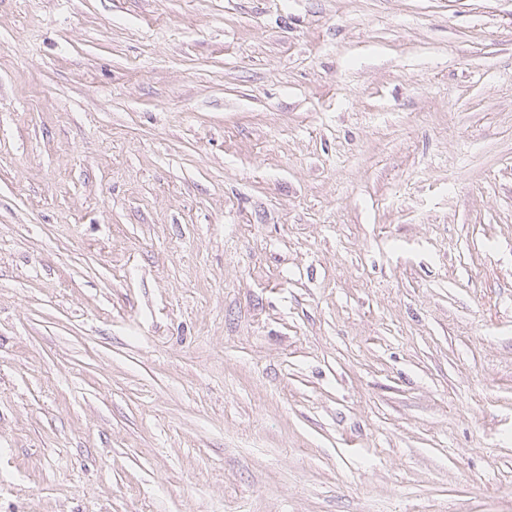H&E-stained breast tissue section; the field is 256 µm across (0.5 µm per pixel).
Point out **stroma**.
<instances>
[{
  "mask_svg": "<svg viewBox=\"0 0 512 512\" xmlns=\"http://www.w3.org/2000/svg\"><path fill=\"white\" fill-rule=\"evenodd\" d=\"M0 512H512V0H0Z\"/></svg>",
  "mask_w": 512,
  "mask_h": 512,
  "instance_id": "stroma-1",
  "label": "stroma"
}]
</instances>
